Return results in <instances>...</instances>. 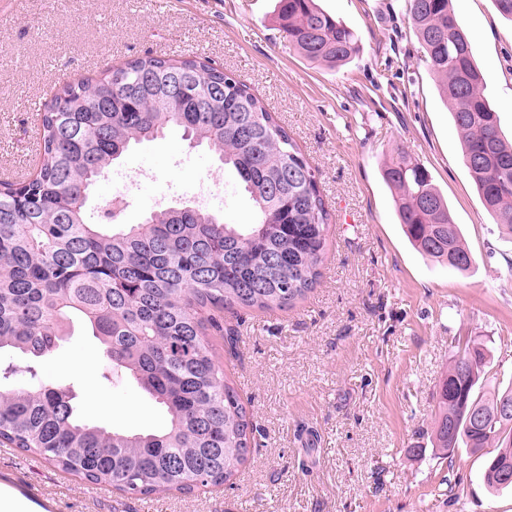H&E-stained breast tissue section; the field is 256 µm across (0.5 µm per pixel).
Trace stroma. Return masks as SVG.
<instances>
[{
    "label": "stroma",
    "instance_id": "35a3bbf8",
    "mask_svg": "<svg viewBox=\"0 0 512 512\" xmlns=\"http://www.w3.org/2000/svg\"><path fill=\"white\" fill-rule=\"evenodd\" d=\"M358 36L349 62L299 56L275 22V0H0V170L32 171L35 105L59 83L95 81L150 54L201 55L245 81L315 171L331 214L319 284L296 306L225 313L237 337L224 372L257 428L232 484L131 500L45 459L0 446V489L39 512H512V489L489 491L483 459L432 445V396L458 354L482 337L491 384L512 383V244L483 207L459 134L409 27L405 0H319ZM488 72L486 96L512 134V20L495 0H452ZM421 161L447 198L474 263L466 273L417 253L398 222L382 162L395 148ZM117 171H147L123 204L102 177L86 209L117 205L135 224L152 210L197 204L207 172L223 175L226 223L252 222L233 169L181 130L136 145ZM48 373L73 384L84 417L131 432L160 428L162 408L134 383L105 382L96 342L74 324Z\"/></svg>",
    "mask_w": 512,
    "mask_h": 512
}]
</instances>
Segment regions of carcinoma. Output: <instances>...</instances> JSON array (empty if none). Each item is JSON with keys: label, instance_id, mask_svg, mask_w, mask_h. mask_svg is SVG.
I'll use <instances>...</instances> for the list:
<instances>
[{"label": "carcinoma", "instance_id": "cac0c4a2", "mask_svg": "<svg viewBox=\"0 0 512 512\" xmlns=\"http://www.w3.org/2000/svg\"><path fill=\"white\" fill-rule=\"evenodd\" d=\"M408 22L442 82L463 160L485 209L512 237V141L484 93L485 73L450 0H405ZM276 22L306 60L337 65L357 32L315 0H277ZM172 127L237 172L254 206L250 224L200 207L152 210L138 224L89 221L87 198L113 161ZM38 173L0 179V444L40 456L129 499L190 494L232 480L255 447L254 425L224 374L215 338L224 311L283 310L322 277L330 214L315 172L274 114L242 80L205 57L145 55L95 81L60 84L37 113ZM403 231L422 255L466 272L473 264L428 168L403 151L383 162ZM110 369L160 404L163 429L129 433L80 417L70 389L44 361L74 321ZM489 349L473 338L460 376L452 363L435 395L434 446L484 457L483 479L506 488L494 461L512 458V416L478 430L461 399L486 413L512 402V385L481 391Z\"/></svg>", "mask_w": 512, "mask_h": 512}]
</instances>
